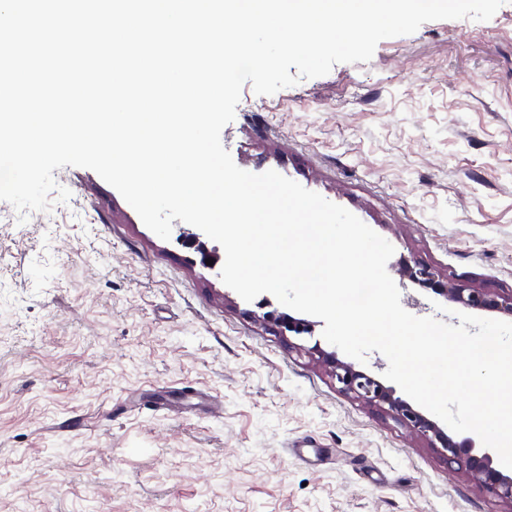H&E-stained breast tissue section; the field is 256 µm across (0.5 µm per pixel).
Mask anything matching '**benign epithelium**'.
Instances as JSON below:
<instances>
[{
  "instance_id": "7a95c632",
  "label": "benign epithelium",
  "mask_w": 512,
  "mask_h": 512,
  "mask_svg": "<svg viewBox=\"0 0 512 512\" xmlns=\"http://www.w3.org/2000/svg\"><path fill=\"white\" fill-rule=\"evenodd\" d=\"M189 248L200 254V263L211 259L218 263L217 251L210 250L197 236L184 239ZM412 281L448 298V301L467 310L494 312L512 317V292L498 293L482 288L442 278L432 267L405 264L403 269ZM269 327L278 335L288 332L301 335L309 332V325L293 321L274 313L266 316ZM322 363L328 367L331 377L339 384V390L358 398L389 415L411 433L424 438L430 447L448 462V467L462 470L491 492L496 497L512 503V473H505L493 466L491 457L473 452L472 446L455 441L447 435L434 421L408 402L394 396V390L385 386L378 379L356 370L352 365L342 362L333 354L317 348Z\"/></svg>"
}]
</instances>
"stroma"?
<instances>
[{
    "mask_svg": "<svg viewBox=\"0 0 512 512\" xmlns=\"http://www.w3.org/2000/svg\"><path fill=\"white\" fill-rule=\"evenodd\" d=\"M221 141L278 148L389 241L409 313L446 299L406 261L512 291V0L272 95L244 85ZM53 175L71 197L50 211L0 201V512H512L336 389L323 320L272 335L285 306L192 263V225L161 239L95 171ZM163 396L172 416L133 405ZM266 322L269 327L279 336H286V332H293L301 335L309 332V325L303 322L293 321L290 318L277 316L270 313L266 316Z\"/></svg>",
    "mask_w": 512,
    "mask_h": 512,
    "instance_id": "1",
    "label": "stroma"
}]
</instances>
